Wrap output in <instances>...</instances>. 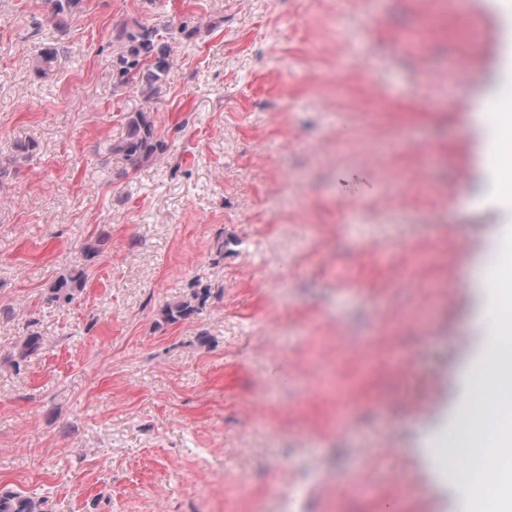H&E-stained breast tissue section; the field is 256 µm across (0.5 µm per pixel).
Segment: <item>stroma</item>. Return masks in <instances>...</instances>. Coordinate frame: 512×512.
I'll return each mask as SVG.
<instances>
[{
  "instance_id": "obj_1",
  "label": "stroma",
  "mask_w": 512,
  "mask_h": 512,
  "mask_svg": "<svg viewBox=\"0 0 512 512\" xmlns=\"http://www.w3.org/2000/svg\"><path fill=\"white\" fill-rule=\"evenodd\" d=\"M45 18L44 0H0V164L35 145L0 180V491L48 512H471L435 453L495 330L471 269L512 233L476 118L512 106L500 0H81L71 58L39 79ZM162 20L188 33L146 102L114 83L112 31ZM459 56L461 87L419 67ZM139 109L167 150L133 171L107 147ZM101 234L84 262L77 240ZM83 265L79 298L47 301ZM197 280L202 313L164 322ZM383 430L397 451L351 486Z\"/></svg>"
}]
</instances>
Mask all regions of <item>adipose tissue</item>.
Returning a JSON list of instances; mask_svg holds the SVG:
<instances>
[{"instance_id": "obj_1", "label": "adipose tissue", "mask_w": 512, "mask_h": 512, "mask_svg": "<svg viewBox=\"0 0 512 512\" xmlns=\"http://www.w3.org/2000/svg\"><path fill=\"white\" fill-rule=\"evenodd\" d=\"M496 158V189L512 197V110L495 117L492 143ZM475 282L496 287L495 311L499 334L487 350L481 378L492 388L490 403H478L468 417L464 433L472 444L471 464L461 483L476 512H512V255L490 272L476 271ZM486 438V448L474 440Z\"/></svg>"}]
</instances>
